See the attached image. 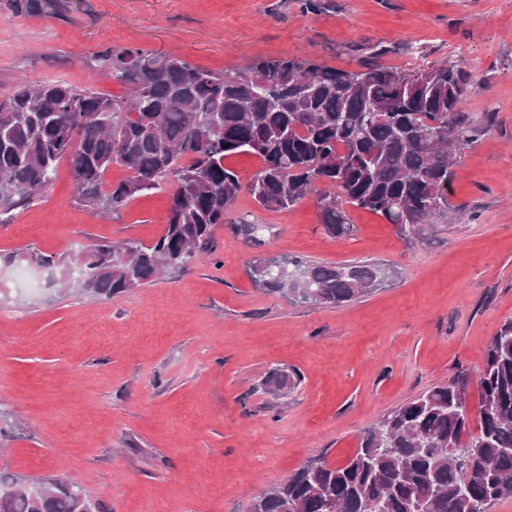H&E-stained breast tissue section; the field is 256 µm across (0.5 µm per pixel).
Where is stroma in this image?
<instances>
[{"mask_svg": "<svg viewBox=\"0 0 512 512\" xmlns=\"http://www.w3.org/2000/svg\"><path fill=\"white\" fill-rule=\"evenodd\" d=\"M66 15L26 17L0 0V96L50 78L129 98L94 57L135 47L221 72L258 58L350 70L370 57L404 76L444 67L468 78L463 111L492 115L460 152L452 218L400 235L347 206L349 236L319 228L314 197L271 212L241 193L215 230L218 251L189 269L114 296L39 280L2 255L62 254L98 240L152 243L169 190L99 218L74 199L67 165L45 194L0 224V471L62 479L105 512H252L314 458L339 465L384 415L431 387L463 380L478 407L484 348L512 318V0H64ZM263 228L262 245L236 234ZM369 260L396 276L336 307L254 287L257 259ZM299 372L281 398L260 383Z\"/></svg>", "mask_w": 512, "mask_h": 512, "instance_id": "1", "label": "stroma"}]
</instances>
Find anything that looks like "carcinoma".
Segmentation results:
<instances>
[{
  "label": "carcinoma",
  "instance_id": "obj_1",
  "mask_svg": "<svg viewBox=\"0 0 512 512\" xmlns=\"http://www.w3.org/2000/svg\"><path fill=\"white\" fill-rule=\"evenodd\" d=\"M24 16L59 17L61 0H14ZM138 48H108L97 67L130 90L111 98L66 83L19 82L0 97V224L48 190L63 161L75 199L116 214L131 199L168 184L163 234L146 245L100 240L76 252L27 248L8 256L49 268L92 295L148 285L185 270L217 248L215 229L247 191L263 209L281 211L317 193L320 229L353 230L343 205L372 212L402 235L448 221V183L459 152L490 115L461 110L464 73L433 72L420 84L377 62L346 70L296 59H257L242 71L214 72L171 57L141 65ZM251 154L261 167L243 182L224 160ZM129 176L103 189L112 165ZM291 282L257 260L255 287L300 304L342 306L385 287L395 273L366 261L341 265L284 257ZM295 373L272 369L262 389L281 396ZM479 422L471 427L464 384L452 381L390 412L334 466L304 465L267 491L254 512H490L512 495V320L484 353ZM0 512H102L73 484L0 473Z\"/></svg>",
  "mask_w": 512,
  "mask_h": 512
}]
</instances>
